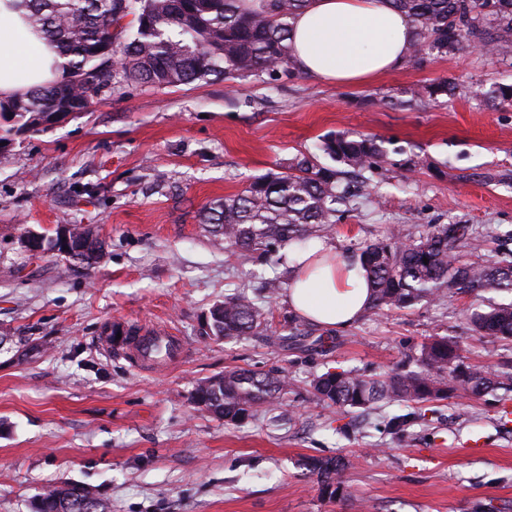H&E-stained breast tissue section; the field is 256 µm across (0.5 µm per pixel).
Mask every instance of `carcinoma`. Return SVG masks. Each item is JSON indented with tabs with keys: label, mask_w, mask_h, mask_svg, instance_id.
Here are the masks:
<instances>
[{
	"label": "carcinoma",
	"mask_w": 512,
	"mask_h": 512,
	"mask_svg": "<svg viewBox=\"0 0 512 512\" xmlns=\"http://www.w3.org/2000/svg\"><path fill=\"white\" fill-rule=\"evenodd\" d=\"M310 0H21L31 25L55 45L65 59L64 77L8 99L0 98V117L12 127L0 133V147L20 132L38 130L51 121L59 103L85 112L103 101L102 94L138 84L155 87L228 77L272 81L301 74L291 54V20ZM411 23L412 55L446 56L474 44L512 59V0H389ZM458 85L449 78L410 89L409 102L437 103ZM467 94L512 106V84L488 92L472 84ZM323 151L353 169L381 171L388 162L384 141L371 136L338 134ZM341 171L304 156L284 172L269 171L246 189L209 203L200 222L242 252L267 257L276 248L302 243L336 223L338 205L368 188L342 183ZM88 243L72 256L88 266L100 242L74 227ZM483 238L467 224H434L416 236L391 228L360 247L370 288L368 312L401 310L417 302H439L450 294L512 293V260L461 262L458 250L476 253ZM212 310L213 335L261 336L267 313L243 290ZM469 330L492 339H512V302L470 315ZM416 368L375 378L351 370L327 371L313 380L316 396L338 411L365 410L376 403L408 405L439 402L454 396L481 398L499 389L512 391V369L491 374L467 363L454 337L423 343ZM288 376L233 370L198 384L199 402L214 414L236 421L260 408L279 405ZM339 459L312 458L306 469L329 496L341 489ZM31 512H110L108 504L81 484L50 485L38 493Z\"/></svg>",
	"instance_id": "obj_1"
}]
</instances>
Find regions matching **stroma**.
I'll return each mask as SVG.
<instances>
[{"label": "stroma", "instance_id": "35a3bbf8", "mask_svg": "<svg viewBox=\"0 0 512 512\" xmlns=\"http://www.w3.org/2000/svg\"><path fill=\"white\" fill-rule=\"evenodd\" d=\"M441 77L463 87L512 84V60L462 51L358 85L303 74L133 86L88 111L14 136L0 148V512H31L49 484L93 488L111 512H512V417L501 401L452 398L339 413L314 379L334 368L385 375L434 336L465 339L466 362L496 370L512 341L471 337L472 308L498 293L364 314L344 330L313 323L302 336L209 335L206 316L243 288L269 309L291 310L265 281L286 262L257 265L210 233L198 212L252 177L313 154L325 137L385 142L390 162L347 204L319 242L353 255L388 227L471 224L482 259L512 253V106L468 99L408 105L409 91ZM77 225L102 244L85 266L26 240ZM163 325L190 355L161 371L134 368L112 329ZM286 371L278 407L241 423L195 404L196 386L230 370ZM485 438L484 454L463 446ZM346 463L336 497L322 494L307 459Z\"/></svg>", "mask_w": 512, "mask_h": 512}]
</instances>
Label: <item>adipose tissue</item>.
<instances>
[{"mask_svg": "<svg viewBox=\"0 0 512 512\" xmlns=\"http://www.w3.org/2000/svg\"><path fill=\"white\" fill-rule=\"evenodd\" d=\"M18 0H0V97L60 79L62 57L30 25ZM413 41L408 18L389 0H311L292 22L293 58L304 73L355 85L399 68ZM285 301L292 311L328 330L358 321L370 302L361 261L332 245L288 255Z\"/></svg>", "mask_w": 512, "mask_h": 512, "instance_id": "obj_1", "label": "adipose tissue"}]
</instances>
